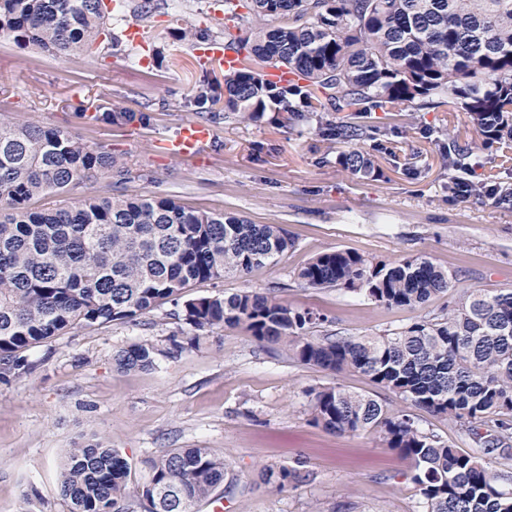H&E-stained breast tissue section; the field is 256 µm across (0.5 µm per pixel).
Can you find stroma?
<instances>
[{
	"instance_id": "stroma-1",
	"label": "stroma",
	"mask_w": 512,
	"mask_h": 512,
	"mask_svg": "<svg viewBox=\"0 0 512 512\" xmlns=\"http://www.w3.org/2000/svg\"><path fill=\"white\" fill-rule=\"evenodd\" d=\"M140 0H126L112 49L58 59L0 39V110L9 118L62 127L123 162L129 196L162 193L182 205L276 224L295 246L247 277L196 286L191 297L270 292L325 315L319 334L360 336L405 327L436 312L440 299L388 309L360 294L302 287L298 270L316 254L348 249L379 259L424 254L454 271L456 290L512 289V208L449 202L444 133L475 131L459 112H379L369 138L355 144L380 173L360 179L336 162L346 144L323 139L320 125H344L345 112L289 123L264 112L256 122L217 118L203 159L182 162L157 146L187 121L200 120L174 56L203 72L192 28L223 39L224 0H154L152 21L171 36L134 47ZM142 112L146 122L113 125L96 109ZM168 302L134 323L75 328L51 348H32L33 371L0 382V512H68L57 467L70 448L105 440L129 462L128 512H144L137 494L145 459L180 448H207L228 465L223 512H421L410 464L369 436L335 435L313 425L308 387L332 377L293 361L287 348L260 344L239 328L194 335ZM145 344L154 367L118 371L116 354ZM299 467L277 490L262 468Z\"/></svg>"
}]
</instances>
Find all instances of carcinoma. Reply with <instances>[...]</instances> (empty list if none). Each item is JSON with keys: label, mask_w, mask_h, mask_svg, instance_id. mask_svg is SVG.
Here are the masks:
<instances>
[{"label": "carcinoma", "mask_w": 512, "mask_h": 512, "mask_svg": "<svg viewBox=\"0 0 512 512\" xmlns=\"http://www.w3.org/2000/svg\"><path fill=\"white\" fill-rule=\"evenodd\" d=\"M224 14L240 20L237 34H224L239 68L191 76L200 113L254 121L272 104L298 121L348 112L353 122L325 136L351 143L375 112L449 106L467 115L478 140L448 136V198L512 207V185L477 173L481 150L512 143V0H224ZM112 25L104 0H0V36L60 59L107 48ZM340 162L357 177L375 171L355 149ZM126 175L111 154L68 131L0 119L1 380L27 373V352L72 328L134 322L199 284L274 264L295 246L276 224L158 194L33 208L72 185ZM297 278L405 309L448 293L456 274L422 254L386 261L336 249L313 257ZM182 316L196 331L241 328L259 343L284 344L304 365L357 373L397 396L394 407L336 382L307 391L308 413L317 426L372 436L410 461L423 512H512L505 475L485 458L512 451V290L466 291L381 335L315 336L325 317L256 291L189 299ZM155 356L132 345L116 368H149ZM416 409L457 427L478 450L425 430ZM146 464L139 497L157 512H197L227 473L207 448L174 449ZM128 472L124 458L97 442L69 449L57 480L70 512H126Z\"/></svg>", "instance_id": "carcinoma-1"}]
</instances>
